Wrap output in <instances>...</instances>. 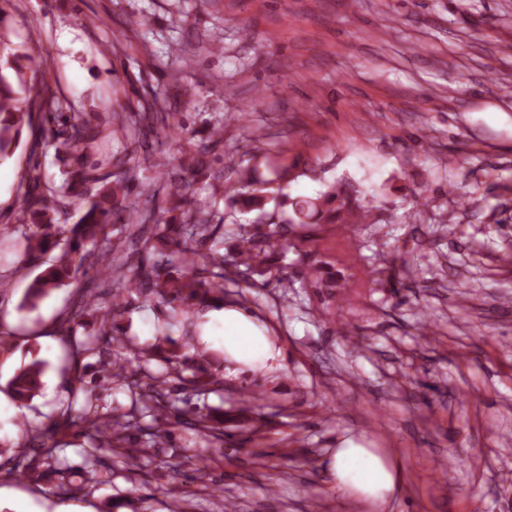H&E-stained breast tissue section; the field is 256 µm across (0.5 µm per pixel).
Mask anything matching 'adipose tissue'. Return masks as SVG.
Returning a JSON list of instances; mask_svg holds the SVG:
<instances>
[{"instance_id": "1", "label": "adipose tissue", "mask_w": 512, "mask_h": 512, "mask_svg": "<svg viewBox=\"0 0 512 512\" xmlns=\"http://www.w3.org/2000/svg\"><path fill=\"white\" fill-rule=\"evenodd\" d=\"M201 343L223 351L224 369L230 376L273 372L280 368L282 349L265 328L241 308L227 305L207 312ZM332 476L338 486L365 497L383 500L394 478L383 459L368 448H339L333 455Z\"/></svg>"}]
</instances>
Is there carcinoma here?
Masks as SVG:
<instances>
[{
    "mask_svg": "<svg viewBox=\"0 0 512 512\" xmlns=\"http://www.w3.org/2000/svg\"><path fill=\"white\" fill-rule=\"evenodd\" d=\"M44 62L28 53L13 51L9 31L0 28V160L11 156L19 146L25 125L33 113L42 114L46 127L42 137L47 148L68 161L61 171L59 185L46 187L38 166L28 169L25 184L18 187L16 199L18 218L22 230L0 227V238L21 232L24 255L39 259L55 250L59 255L47 262L27 289L22 308L32 309L52 290L83 280L90 270L106 265L120 284L109 306L95 302L90 288L82 291L66 312L69 326L84 325L94 319L99 323V339L112 347L104 360V371L113 383L129 391L142 409L151 413L156 424H166L183 409L169 400L166 387L176 381L188 386L192 395L200 398L210 391L217 374L223 372L224 360L205 353L182 350L180 346L167 349L168 363L174 373L154 375L145 364L152 351L142 353V364L129 369L124 356V340L114 325V318L126 309L124 292L135 291L143 301L170 308L175 319H189L207 306L224 305L226 289L237 288L242 280L255 288H265L272 280L288 287V275H275L273 255L288 251V244L281 241L280 228L284 224L304 228L310 224H346L351 216L361 213L372 216L373 206L351 203L344 194L331 189L312 200L280 203V213L268 214L264 207L270 198L269 185L288 180L293 165L278 156L252 155L262 159L271 178L256 175L257 168L237 166V177L224 180V171L211 170L207 157L224 145V123L212 126L209 143L173 164L168 157L182 147L189 138V128L177 120L167 96L150 91L138 107L122 110L112 117L115 129L135 128L141 132L137 139L143 151V160L153 161V167L163 171L168 185L166 206L156 204L155 194L146 183L135 184V169L129 167L131 159L117 157L112 161L116 171L101 172V163L89 162L87 157L94 143L103 138L102 130L93 125L88 113L62 112L57 94L46 84ZM223 185L222 201L233 210L247 213L260 212L257 219L245 229L224 228V217L216 210L208 211L190 207L187 197L189 179L204 173ZM97 188L93 200L75 224L56 221L67 213L77 200H83L92 188ZM291 206L288 214L283 207ZM123 224L133 232L139 226L152 227L150 236L142 240L140 257L112 262V237L108 227ZM234 236L237 244L230 259L224 258V235ZM306 281L312 288H326L328 296L336 297V289L344 287L340 273L322 262L305 268ZM66 357L79 359L96 353L90 341L67 339ZM192 371L185 378L177 365ZM46 363L34 359L21 367L9 380L11 396L22 406L40 394ZM69 391L72 399L83 398L82 408L73 413L72 404L60 410L45 428V439L34 437L17 444V453L28 448L41 458L46 469L66 478L57 468L60 460L55 454L58 442L55 437L70 428L83 438L82 456L87 469L86 482L95 480L99 472L100 457L112 452L127 467L137 468L149 459V449L158 447L157 435L152 433L142 448H125L128 436L142 432L140 415L119 407L102 405L104 389L84 382L75 374ZM194 414L193 430L209 438L212 447L220 448L234 438V434L221 432L210 413L199 406L191 407ZM266 425L263 414H257L253 424L239 426L240 441L252 442Z\"/></svg>",
    "mask_w": 512,
    "mask_h": 512,
    "instance_id": "1",
    "label": "carcinoma"
}]
</instances>
